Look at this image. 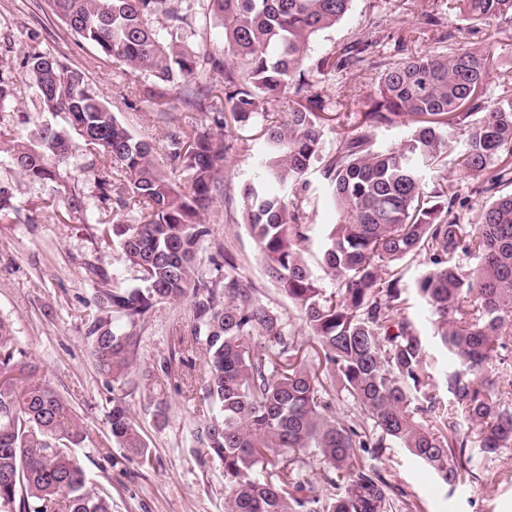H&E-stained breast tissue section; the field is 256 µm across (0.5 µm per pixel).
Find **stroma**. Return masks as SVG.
<instances>
[{
  "label": "stroma",
  "instance_id": "35a3bbf8",
  "mask_svg": "<svg viewBox=\"0 0 512 512\" xmlns=\"http://www.w3.org/2000/svg\"><path fill=\"white\" fill-rule=\"evenodd\" d=\"M448 3L353 0L348 14L318 35L316 47L321 52H337L369 35L379 40L383 62L396 63L408 52L449 53L461 47L488 45L495 54V64L487 90L495 97H512V82L501 80L503 74H512V23L501 21L477 33L464 29L452 39L447 38L446 28L424 27L425 13L447 12ZM32 40L82 70L88 82L103 91L119 120L141 139L159 141L156 115L160 111L182 113L189 124L200 119L176 90L160 104L127 103L121 91L130 77L123 66L77 37L50 11L45 0H0V62L19 66ZM379 74L376 67L350 70L319 82L316 90L338 113L342 124L349 125L359 100L374 90ZM4 123L17 140L27 139L44 123L61 128L66 125L63 116L43 111L34 90L25 84L20 87L14 112L7 114ZM88 162V156L76 155L70 163L68 182L90 218L83 224L77 214L67 210L52 185L30 180L8 153H0V185L9 188L14 207L9 220L0 222V318L11 324L15 342L36 365L38 378L68 399L84 423L87 437L75 448L74 456L90 483L108 493L112 512H224L223 465L216 460L197 464L191 452L190 433L207 404L201 389H188L187 384L200 375L205 352L195 349L188 364L174 354L175 343L190 329V300L157 307L137 327L142 368L158 366L166 359L171 362L170 376L162 387L170 406L166 426L156 425L140 390L130 385L125 388L126 402L150 442L151 463L143 466L125 459L109 438V393L86 338L88 321L98 308V294L96 285L86 277L85 267L90 263L99 266L111 286L120 288L139 286L140 274L126 261L117 238L101 231L102 225L111 223L112 212L98 198ZM252 167V152L239 151L232 156L224 175V190L233 201H217L224 221L211 225L200 246L198 269L212 273V260L219 248L229 249L236 259V276L256 288L260 299L303 339L307 329L287 298L266 277L258 245L236 200L239 186L250 177ZM308 179L311 192L302 204L310 228L306 259L322 288L331 291L336 282L324 271L322 249L336 213L324 197L318 171H311ZM425 261V256L418 255L401 265L402 283L410 291L403 315L421 335L429 336L433 333L431 312L411 292ZM381 467L392 484L409 494L416 512H512V448L487 463L478 481L453 489L441 484L401 448L387 450Z\"/></svg>",
  "mask_w": 512,
  "mask_h": 512
}]
</instances>
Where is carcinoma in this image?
I'll return each mask as SVG.
<instances>
[{"label":"carcinoma","mask_w":512,"mask_h":512,"mask_svg":"<svg viewBox=\"0 0 512 512\" xmlns=\"http://www.w3.org/2000/svg\"><path fill=\"white\" fill-rule=\"evenodd\" d=\"M83 41L132 73L134 98L159 103L177 88L204 115L191 131L182 115H158L176 184L155 148L112 112L82 70L35 42L22 67L47 112L66 115L69 129L44 124L35 143L13 146V163L30 179L66 187L70 159L92 154L99 198L112 209V233L143 286L103 289V310L87 330L90 353L108 385H124L137 365L135 328L159 304L192 298L190 346L208 355L201 371L211 415L193 429L195 458L224 465V512H413L407 493L382 474L386 449L405 448L449 487L478 479L481 465L512 448V97L491 99L490 49L451 55H408L380 75L377 91L357 113L335 152L323 153L335 120L312 92L317 79L377 64L379 41L367 37L336 53L315 52V40L351 9L352 0H46ZM201 16L223 30L224 48L207 51L189 40ZM469 25L512 21V0H457ZM218 77L224 109L198 90ZM18 93L14 68L0 64V114ZM289 96V109L260 130L256 170L241 187L244 223L256 240L267 277L288 297L316 343L286 331L256 289L233 274L197 270L207 223L224 194V172L238 140L215 127L264 115L269 97ZM403 125L400 144L377 147L369 130ZM455 157L462 179L486 176L478 194L494 192L464 224L457 196L436 183L429 204L427 174ZM320 164L322 188L337 211L323 249L337 277L322 288L304 258L309 241L298 204ZM139 208L136 224H121ZM428 256L415 281L436 319L433 338L448 357L440 363L413 324L401 317L406 298L398 266ZM460 254L475 260L464 268ZM11 326L0 319V512H112L109 497L88 486L73 448L86 432L67 399L34 379ZM499 359L501 370L487 376ZM169 367L147 369L141 389L156 423L169 405L157 395ZM344 395L350 410L339 413ZM108 430L129 460L151 463V448L124 398H109ZM323 487H312V464Z\"/></svg>","instance_id":"1"}]
</instances>
